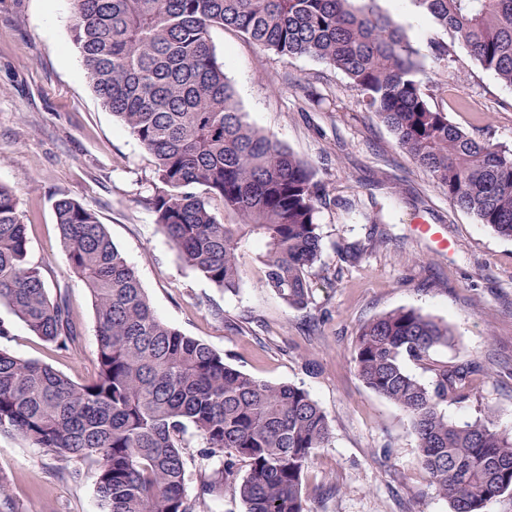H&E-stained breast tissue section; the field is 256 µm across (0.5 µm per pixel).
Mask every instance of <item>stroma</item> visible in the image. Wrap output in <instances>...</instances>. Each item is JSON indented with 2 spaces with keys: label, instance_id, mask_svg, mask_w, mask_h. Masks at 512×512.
<instances>
[{
  "label": "stroma",
  "instance_id": "obj_1",
  "mask_svg": "<svg viewBox=\"0 0 512 512\" xmlns=\"http://www.w3.org/2000/svg\"><path fill=\"white\" fill-rule=\"evenodd\" d=\"M420 54L430 104L470 131L488 130L512 148V86L481 68L463 46L421 14L413 0H374ZM72 0H0V185L19 198L30 260L51 295H64L79 349L56 351L4 305L0 349L52 366L75 381L96 370L95 310L60 243L54 203L79 200L105 224L135 268L159 317L256 378L305 388L333 435L304 480L307 512H448L418 468L408 416L366 388L351 363L357 329L391 310L412 308L448 323L453 346L437 363L478 360L488 376L477 400L448 402L453 421L492 408L512 430V239L454 207L435 180L365 109L346 76L306 56L261 53L242 34L216 28L211 40L247 121L313 169L330 205L317 214L323 250L310 274L311 300L295 310L260 283L253 254L236 292L217 288L184 263L146 201L152 155L103 107L72 38ZM447 44L441 62L431 42ZM438 240L416 235V218ZM359 244L356 261L341 249ZM0 512H102L96 469L63 461L16 435L0 434Z\"/></svg>",
  "mask_w": 512,
  "mask_h": 512
}]
</instances>
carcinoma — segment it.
Listing matches in <instances>:
<instances>
[{"label": "carcinoma", "instance_id": "cac0c4a2", "mask_svg": "<svg viewBox=\"0 0 512 512\" xmlns=\"http://www.w3.org/2000/svg\"><path fill=\"white\" fill-rule=\"evenodd\" d=\"M372 0H73V42L93 92L153 156L147 204L184 262L226 292L260 246L263 287L307 308L322 252L316 223L326 190L312 170L240 111L211 41L232 28L261 52L306 56L341 71L396 146L448 201L512 239V149L477 137L433 108L418 51ZM485 70L512 85V0H414ZM68 261L93 298L96 373L79 383L0 351V433L90 462L105 512H193L183 453L188 429L219 465L198 498L229 492L246 512H305L303 481L332 437L316 400L224 360L155 313L138 274L96 213L72 197L54 205ZM0 304L60 352L80 342L64 298H50L28 258L19 199L0 185ZM448 324L412 308L363 322L352 362L362 384L407 414L418 466L449 512H484L512 495V433L492 414L448 419L486 375L475 360L439 364ZM427 366L425 384L404 360Z\"/></svg>", "mask_w": 512, "mask_h": 512}]
</instances>
